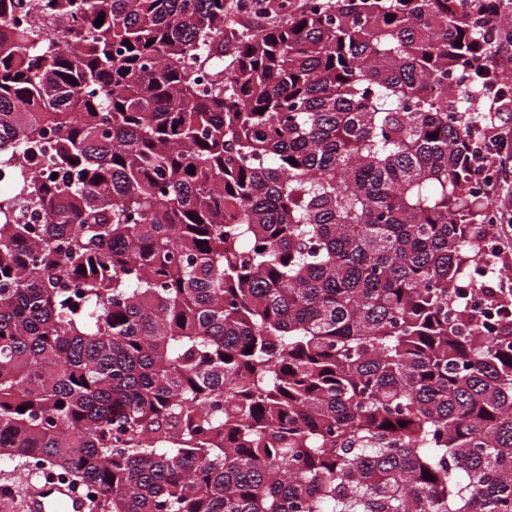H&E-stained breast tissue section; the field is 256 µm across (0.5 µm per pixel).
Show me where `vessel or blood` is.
<instances>
[{"label":"vessel or blood","instance_id":"vessel-or-blood-1","mask_svg":"<svg viewBox=\"0 0 512 512\" xmlns=\"http://www.w3.org/2000/svg\"><path fill=\"white\" fill-rule=\"evenodd\" d=\"M19 507L21 512H86L87 498L67 480L35 473L25 480Z\"/></svg>","mask_w":512,"mask_h":512}]
</instances>
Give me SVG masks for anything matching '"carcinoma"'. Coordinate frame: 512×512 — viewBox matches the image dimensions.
<instances>
[{"mask_svg":"<svg viewBox=\"0 0 512 512\" xmlns=\"http://www.w3.org/2000/svg\"><path fill=\"white\" fill-rule=\"evenodd\" d=\"M258 7L0 0V162L61 173L0 194V460L110 512H512L468 0Z\"/></svg>","mask_w":512,"mask_h":512,"instance_id":"1","label":"carcinoma"}]
</instances>
